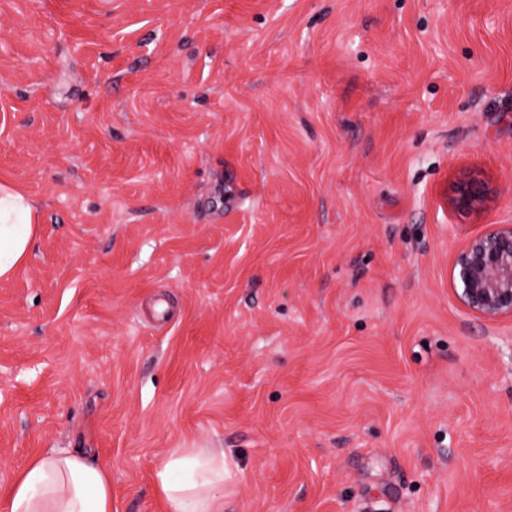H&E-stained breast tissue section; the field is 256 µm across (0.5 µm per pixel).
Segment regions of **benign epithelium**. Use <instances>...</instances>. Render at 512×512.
I'll list each match as a JSON object with an SVG mask.
<instances>
[{
	"mask_svg": "<svg viewBox=\"0 0 512 512\" xmlns=\"http://www.w3.org/2000/svg\"><path fill=\"white\" fill-rule=\"evenodd\" d=\"M485 195L483 183L470 180L456 185L451 204L469 211ZM452 280L459 302L473 314L490 323L512 318V224H493L461 246L453 258Z\"/></svg>",
	"mask_w": 512,
	"mask_h": 512,
	"instance_id": "obj_1",
	"label": "benign epithelium"
}]
</instances>
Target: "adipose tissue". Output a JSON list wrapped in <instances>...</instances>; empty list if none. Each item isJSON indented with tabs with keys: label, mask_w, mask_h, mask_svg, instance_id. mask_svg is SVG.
Wrapping results in <instances>:
<instances>
[{
	"label": "adipose tissue",
	"mask_w": 512,
	"mask_h": 512,
	"mask_svg": "<svg viewBox=\"0 0 512 512\" xmlns=\"http://www.w3.org/2000/svg\"><path fill=\"white\" fill-rule=\"evenodd\" d=\"M38 223L31 197L0 182V278L23 263ZM227 466L220 448L175 449L161 461L156 479L168 512H224ZM8 512H112L107 473L78 451L51 450L17 477Z\"/></svg>",
	"instance_id": "adipose-tissue-1"
}]
</instances>
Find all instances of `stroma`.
<instances>
[{
	"mask_svg": "<svg viewBox=\"0 0 512 512\" xmlns=\"http://www.w3.org/2000/svg\"><path fill=\"white\" fill-rule=\"evenodd\" d=\"M0 181V512L50 448L112 512L176 448L224 512H512V318L451 278L512 224V0H0ZM485 195L486 189L483 183L470 180L456 185L451 204L458 211H469L481 205ZM38 223V210L31 197L14 184L0 182V278L23 263Z\"/></svg>",
	"mask_w": 512,
	"mask_h": 512,
	"instance_id": "stroma-1",
	"label": "stroma"
}]
</instances>
